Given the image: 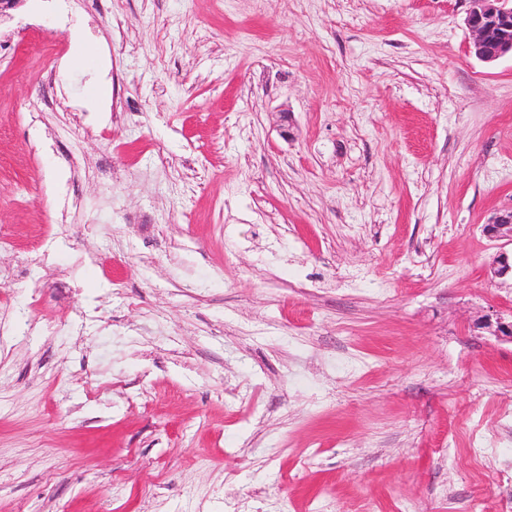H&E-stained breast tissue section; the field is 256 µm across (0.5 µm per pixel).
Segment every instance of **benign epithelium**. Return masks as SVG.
I'll return each mask as SVG.
<instances>
[{
	"label": "benign epithelium",
	"instance_id": "7a95c632",
	"mask_svg": "<svg viewBox=\"0 0 512 512\" xmlns=\"http://www.w3.org/2000/svg\"><path fill=\"white\" fill-rule=\"evenodd\" d=\"M466 25L472 35L471 52L483 62L492 63L512 55V0H468ZM483 233L492 240L512 243V209L484 225ZM491 272L496 277L512 276V255L500 253ZM477 325L496 336L512 341V321L487 315Z\"/></svg>",
	"mask_w": 512,
	"mask_h": 512
}]
</instances>
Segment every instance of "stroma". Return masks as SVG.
Wrapping results in <instances>:
<instances>
[{
    "mask_svg": "<svg viewBox=\"0 0 512 512\" xmlns=\"http://www.w3.org/2000/svg\"><path fill=\"white\" fill-rule=\"evenodd\" d=\"M467 9H9L0 512L512 495V341L476 326L512 319L482 232L512 208V57L471 53Z\"/></svg>",
    "mask_w": 512,
    "mask_h": 512,
    "instance_id": "obj_1",
    "label": "stroma"
}]
</instances>
